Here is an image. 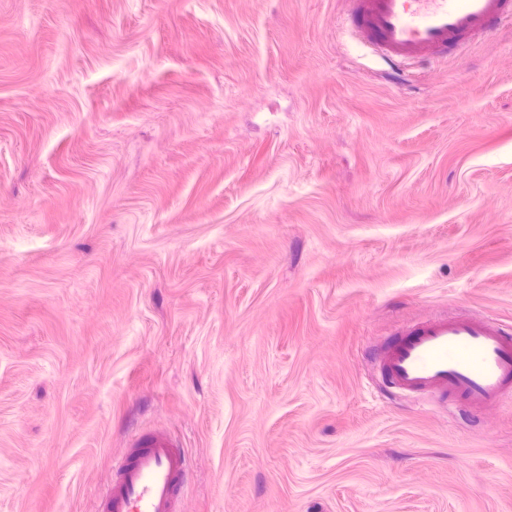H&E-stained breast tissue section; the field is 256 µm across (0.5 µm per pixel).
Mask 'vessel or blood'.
I'll return each instance as SVG.
<instances>
[{
	"label": "vessel or blood",
	"instance_id": "vessel-or-blood-1",
	"mask_svg": "<svg viewBox=\"0 0 512 512\" xmlns=\"http://www.w3.org/2000/svg\"><path fill=\"white\" fill-rule=\"evenodd\" d=\"M349 23L389 62L454 53L512 21V0H350ZM376 362L397 393L436 392L470 415L512 401V326L477 315L435 319L391 336ZM186 463L163 432L136 435L112 467L100 512H181Z\"/></svg>",
	"mask_w": 512,
	"mask_h": 512
}]
</instances>
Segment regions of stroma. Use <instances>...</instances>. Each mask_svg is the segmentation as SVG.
Here are the masks:
<instances>
[{"label":"stroma","mask_w":512,"mask_h":512,"mask_svg":"<svg viewBox=\"0 0 512 512\" xmlns=\"http://www.w3.org/2000/svg\"><path fill=\"white\" fill-rule=\"evenodd\" d=\"M346 0H0V512H96L133 434L181 512H512V405L391 392L512 324V26L388 64ZM384 386L438 392L470 415L512 402V326L477 315L435 319L391 336L375 358Z\"/></svg>","instance_id":"1"}]
</instances>
